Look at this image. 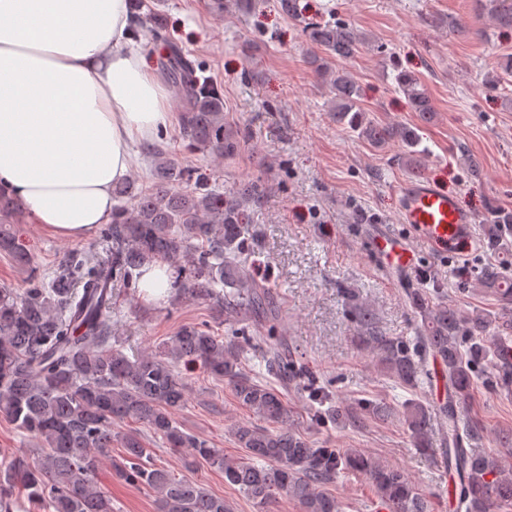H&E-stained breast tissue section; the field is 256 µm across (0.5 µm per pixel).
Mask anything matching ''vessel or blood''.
<instances>
[{
    "mask_svg": "<svg viewBox=\"0 0 512 512\" xmlns=\"http://www.w3.org/2000/svg\"><path fill=\"white\" fill-rule=\"evenodd\" d=\"M403 195L402 221L411 225L419 237L448 249L471 244L473 218L447 191L420 178L404 185ZM373 250L384 267L403 272L414 267V253L403 239L378 237Z\"/></svg>",
    "mask_w": 512,
    "mask_h": 512,
    "instance_id": "obj_1",
    "label": "vessel or blood"
}]
</instances>
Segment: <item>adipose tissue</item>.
<instances>
[{
	"mask_svg": "<svg viewBox=\"0 0 512 512\" xmlns=\"http://www.w3.org/2000/svg\"><path fill=\"white\" fill-rule=\"evenodd\" d=\"M127 0H0V186L65 240L110 223L132 144L172 120Z\"/></svg>",
	"mask_w": 512,
	"mask_h": 512,
	"instance_id": "ef3b65f1",
	"label": "adipose tissue"
}]
</instances>
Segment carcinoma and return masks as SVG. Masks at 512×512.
<instances>
[{
	"label": "carcinoma",
	"instance_id": "1",
	"mask_svg": "<svg viewBox=\"0 0 512 512\" xmlns=\"http://www.w3.org/2000/svg\"><path fill=\"white\" fill-rule=\"evenodd\" d=\"M498 23L512 28V0H491ZM132 36L148 44L166 43L157 60L172 87L180 112V135L190 150L231 158L241 148L238 134L224 126V94L205 75L204 64L190 58L169 40L165 27L148 15L134 16ZM310 44L322 53L318 71L328 82L331 112L336 123L374 146L401 144L404 164L421 173L424 150L417 130L370 120L362 105L361 88L343 69L331 70L327 60H348L360 52L365 38L340 20L309 21L303 27ZM396 90L423 122L434 107L419 78L400 70ZM154 182L150 190L133 193L128 184L115 186V196L130 205L114 208L112 222L100 238L108 244L105 255L94 249L77 251L47 276L40 271L8 219L22 212V203L0 188V251L28 265V288L18 295L0 288V416L26 437L36 441L37 457L16 458L3 464L0 512H13L15 488L20 486L33 505L51 512H113L112 498L97 488L94 475L102 457L117 441L125 458L115 465L119 477L143 485L155 494L157 512H231L224 498L203 485L178 479L153 463V451L134 431L116 432L114 425L127 419L146 425L154 437L170 448H188L192 459H202L224 472V483L258 505L291 498L302 512H341L336 497L324 486L343 470L365 475L388 512H430L406 472L385 465L357 450L316 448L288 426L285 390L307 377L288 347L266 346L263 359L268 373L281 388L257 382L242 370L241 356L252 343L248 325H268L267 339L276 337L277 319L269 288L245 268L249 228L243 201H258L265 187L254 181L228 195L210 187L199 169L172 157L155 154ZM180 266L177 288L183 295L210 302L224 313L228 335L216 336L206 326H182L164 351H142L132 357L112 345V296L118 287L133 288L137 271L149 262ZM479 284L490 288L502 309L512 308V278L498 267H487ZM353 323L365 330L362 344L407 389L430 378L427 360L441 364L447 380V398L434 408L420 401L402 406L401 418L415 447L431 448L436 421L448 422L442 432L443 464L453 477L452 492L465 512H494L512 505V469L499 465L464 440L480 430L473 423L460 427V406L471 397L475 380L491 382L512 378L508 359L488 340L492 324L483 312L462 314L443 303L434 304L419 289L407 300L421 320L411 340L382 335L373 315L342 290ZM199 367L227 381L237 402L273 428L252 422L234 427V438L244 457H229L201 438L184 432L175 414L188 399V384L178 364ZM321 424L339 418L361 422L383 419L387 406L363 400L353 406L333 402L331 392L309 388Z\"/></svg>",
	"mask_w": 512,
	"mask_h": 512
}]
</instances>
